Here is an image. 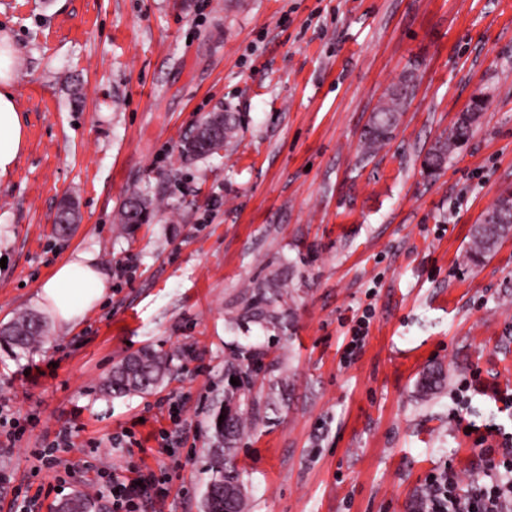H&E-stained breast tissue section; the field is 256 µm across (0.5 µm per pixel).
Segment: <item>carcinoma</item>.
<instances>
[{
    "instance_id": "carcinoma-1",
    "label": "carcinoma",
    "mask_w": 512,
    "mask_h": 512,
    "mask_svg": "<svg viewBox=\"0 0 512 512\" xmlns=\"http://www.w3.org/2000/svg\"><path fill=\"white\" fill-rule=\"evenodd\" d=\"M416 88L414 73L401 75L385 92L371 113L361 135L363 153L370 155L386 144L399 125ZM482 116L480 112H463L452 131L440 137L429 148L422 168L430 177L438 175L448 161V154L465 142L474 132ZM242 127L237 112H213L196 126L180 144L186 159H196L219 153L232 145ZM151 217L149 202L133 193L118 213V229L133 234ZM512 235V193L500 194L482 220L472 228V241L467 258L473 263L484 260L495 251L504 238ZM289 285L282 273L276 272L245 292L244 306L235 321L259 326L263 330L286 327L292 318L288 305ZM45 332L42 321L33 315H21L0 332V344L10 351L29 350L40 342ZM269 347L263 344H236L224 359V399L213 410L209 420L211 445L209 450V480L202 494V512H246L248 488L239 467L238 442L253 419L262 410H277V401L284 399L288 376L274 375L277 364L265 363ZM174 355L155 348H145L129 354L117 363L105 378L104 390L115 397L133 393L149 395L174 373ZM269 376L270 394L262 403L252 395L260 375ZM236 379L234 386L230 379ZM446 375L442 368L427 370L420 380L426 394L442 389ZM55 512H96L95 502L76 496L55 505Z\"/></svg>"
}]
</instances>
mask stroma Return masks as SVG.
Instances as JSON below:
<instances>
[{
    "mask_svg": "<svg viewBox=\"0 0 512 512\" xmlns=\"http://www.w3.org/2000/svg\"><path fill=\"white\" fill-rule=\"evenodd\" d=\"M0 35L27 145L0 178V326L33 312L46 337L0 349V409L26 431L0 454V512L14 489L41 490L36 512L84 493L101 499L99 453L56 449L65 470L36 472V452L69 428L95 440L116 476L127 464L170 477L146 512H201L208 418L235 341L270 344L288 404L240 442L250 512H412L427 476L452 465L462 490L488 483L460 425L512 432V237L474 265L471 229L512 189V0H0ZM415 96L392 139L364 156L360 135L405 72ZM485 109L439 177L426 151L471 100ZM241 113L238 143L187 161L200 120ZM152 218L115 232L132 192ZM79 220L54 229L64 198ZM95 253L108 290L59 326L38 300L58 265ZM291 269L288 330L232 329L246 288ZM374 316L352 362L353 318ZM176 353L147 396L108 397L126 355ZM445 388L422 396L427 368ZM478 388L463 417L453 393ZM181 403L179 420L158 403ZM132 430V448L112 447ZM169 448H162V441Z\"/></svg>",
    "mask_w": 512,
    "mask_h": 512,
    "instance_id": "stroma-1",
    "label": "stroma"
}]
</instances>
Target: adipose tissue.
Here are the masks:
<instances>
[{
  "label": "adipose tissue",
  "mask_w": 512,
  "mask_h": 512,
  "mask_svg": "<svg viewBox=\"0 0 512 512\" xmlns=\"http://www.w3.org/2000/svg\"><path fill=\"white\" fill-rule=\"evenodd\" d=\"M8 43V38L0 37V177L10 173L26 148L24 121L14 98L13 56L7 50ZM106 289L94 254L81 251L56 268L42 285L39 296L57 322L71 324L100 304Z\"/></svg>",
  "instance_id": "ef3b65f1"
}]
</instances>
